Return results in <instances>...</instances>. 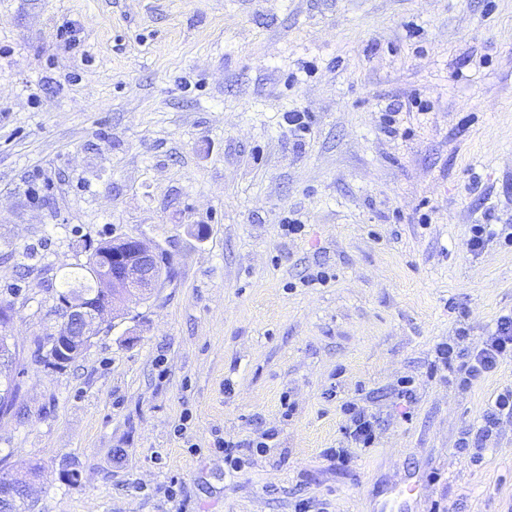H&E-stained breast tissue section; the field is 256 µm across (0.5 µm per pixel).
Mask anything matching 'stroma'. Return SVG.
I'll list each match as a JSON object with an SVG mask.
<instances>
[{"label": "stroma", "instance_id": "obj_1", "mask_svg": "<svg viewBox=\"0 0 512 512\" xmlns=\"http://www.w3.org/2000/svg\"><path fill=\"white\" fill-rule=\"evenodd\" d=\"M415 98L426 114L385 136L386 105ZM475 224L512 225V0H0V300L21 369L0 464H41L37 512H378L398 484L419 487L410 512H512V423L482 464L454 452L512 361L466 392L428 375L459 311L473 345L512 311V247L473 255ZM126 236L175 278L64 369L36 363L61 276ZM359 390L385 426L343 470L323 451ZM270 429L225 474L216 440Z\"/></svg>", "mask_w": 512, "mask_h": 512}]
</instances>
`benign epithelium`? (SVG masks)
I'll use <instances>...</instances> for the list:
<instances>
[{
  "label": "benign epithelium",
  "mask_w": 512,
  "mask_h": 512,
  "mask_svg": "<svg viewBox=\"0 0 512 512\" xmlns=\"http://www.w3.org/2000/svg\"><path fill=\"white\" fill-rule=\"evenodd\" d=\"M116 263L102 269L96 279L99 300L91 303L83 294H70L62 303L63 315L55 335H63L64 351L75 357L87 349L102 325L105 313L116 303L130 298L144 301L153 297L165 281V267L171 256L166 251L133 237L112 251Z\"/></svg>",
  "instance_id": "benign-epithelium-1"
}]
</instances>
